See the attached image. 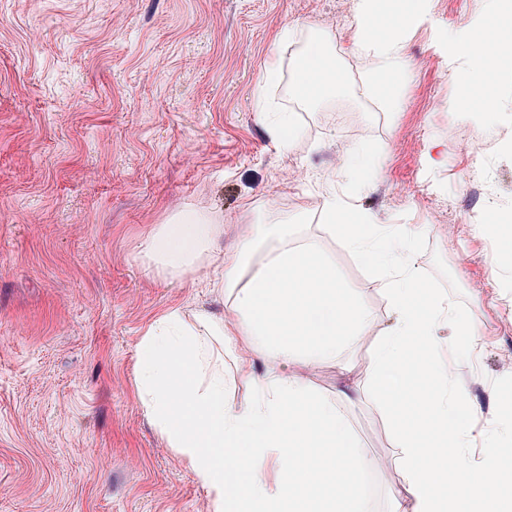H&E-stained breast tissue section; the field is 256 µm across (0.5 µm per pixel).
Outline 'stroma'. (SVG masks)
<instances>
[{
    "mask_svg": "<svg viewBox=\"0 0 512 512\" xmlns=\"http://www.w3.org/2000/svg\"><path fill=\"white\" fill-rule=\"evenodd\" d=\"M485 7L426 0L407 40L402 107L372 112L343 91L303 100L292 90L291 59L323 31L344 79L363 82L353 0H0V512H210L134 384L138 344L161 309L225 312L212 288L222 269L164 280L145 252L147 234L180 211L223 224L228 256L245 225L297 220L370 313L310 383L331 396L342 364L365 374L398 314L320 214L369 138L380 156L352 201L378 223L422 226L428 249L414 264L434 272L438 255L454 277L475 342L454 374L475 434L487 433L492 381L512 356V83L467 90L500 99L498 122L464 120L451 105L465 64L444 46ZM291 19L302 28L280 39ZM274 57L280 78L266 96L295 125L285 150L254 104ZM435 140L445 163L433 170ZM337 406L380 463L366 473L365 510L390 512L403 477L385 417L365 392Z\"/></svg>",
    "mask_w": 512,
    "mask_h": 512,
    "instance_id": "1",
    "label": "stroma"
}]
</instances>
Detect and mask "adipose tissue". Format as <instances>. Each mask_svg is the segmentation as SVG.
Instances as JSON below:
<instances>
[{
  "label": "adipose tissue",
  "mask_w": 512,
  "mask_h": 512,
  "mask_svg": "<svg viewBox=\"0 0 512 512\" xmlns=\"http://www.w3.org/2000/svg\"><path fill=\"white\" fill-rule=\"evenodd\" d=\"M506 0H489L486 14L465 35L449 36V58H465L463 84L489 81L494 55L484 35ZM424 0L376 19L372 0H354L355 50L369 59L370 89L385 111L398 108L407 78L406 37L426 20ZM325 37L293 58L295 87L309 98L339 90L341 73L328 63ZM290 220L250 225L231 257L214 253L221 234L204 212L185 210L157 225L145 250L159 274L186 278L203 266H223L218 291L234 316L227 324L205 310L187 315L171 305L149 323L138 345L135 385L140 405L158 432L206 490L210 512H288L290 504L323 489L328 506L363 512L357 477L375 461L334 400L319 395L304 370L335 359L369 319L359 298L336 275L312 238H294ZM239 346L238 370L254 397L227 396L224 356ZM270 359L255 377V356ZM292 363L300 371L281 372ZM249 463L245 480L224 473L225 457ZM279 477L268 480L266 465Z\"/></svg>",
  "instance_id": "obj_1"
}]
</instances>
